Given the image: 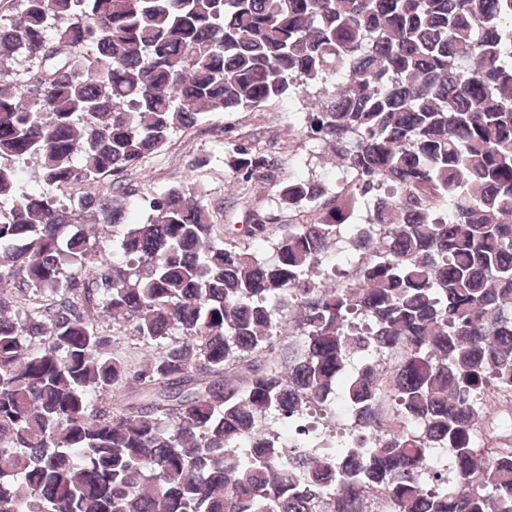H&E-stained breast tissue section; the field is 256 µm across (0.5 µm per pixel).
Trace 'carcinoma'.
Returning a JSON list of instances; mask_svg holds the SVG:
<instances>
[{
  "mask_svg": "<svg viewBox=\"0 0 512 512\" xmlns=\"http://www.w3.org/2000/svg\"><path fill=\"white\" fill-rule=\"evenodd\" d=\"M20 3L0 23V73L33 64L0 77V512H512V445L486 446L512 405V0ZM287 94L324 99L304 135L348 191L275 183L316 209L255 219L263 253L182 186L125 222L124 178L174 133ZM228 165L278 161L249 142ZM332 250L359 254L338 281ZM94 312L161 350L112 356ZM338 398L349 432L322 436L306 418Z\"/></svg>",
  "mask_w": 512,
  "mask_h": 512,
  "instance_id": "carcinoma-1",
  "label": "carcinoma"
}]
</instances>
